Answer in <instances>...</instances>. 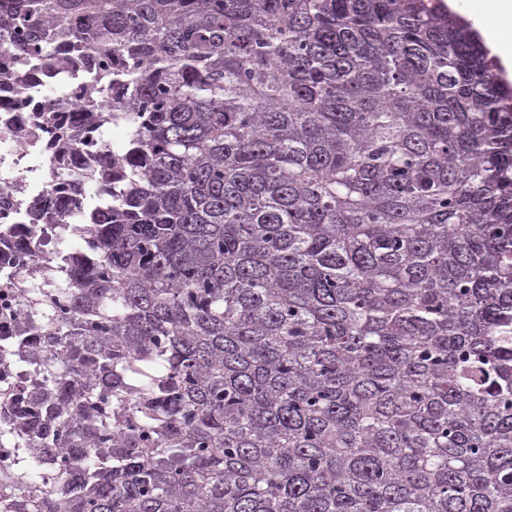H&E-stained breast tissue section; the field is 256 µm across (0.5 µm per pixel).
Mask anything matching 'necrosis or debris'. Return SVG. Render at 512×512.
Instances as JSON below:
<instances>
[{
	"label": "necrosis or debris",
	"instance_id": "necrosis-or-debris-1",
	"mask_svg": "<svg viewBox=\"0 0 512 512\" xmlns=\"http://www.w3.org/2000/svg\"><path fill=\"white\" fill-rule=\"evenodd\" d=\"M0 32V275L37 260L36 251L16 246L20 236L41 240L48 228L33 223L31 204L46 201L63 224L78 223L80 209L97 199L96 184L76 180L63 159L72 139L85 148L79 165L89 167L104 156L120 154L109 130L92 112L111 111L94 97V78L101 60L94 50L58 49V62L22 65ZM24 73V84L14 80ZM26 300L14 288L0 290V346L14 343L25 322Z\"/></svg>",
	"mask_w": 512,
	"mask_h": 512
}]
</instances>
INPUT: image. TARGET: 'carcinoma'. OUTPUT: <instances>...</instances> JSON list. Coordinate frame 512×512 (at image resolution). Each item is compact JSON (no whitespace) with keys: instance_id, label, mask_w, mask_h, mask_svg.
Segmentation results:
<instances>
[{"instance_id":"1","label":"carcinoma","mask_w":512,"mask_h":512,"mask_svg":"<svg viewBox=\"0 0 512 512\" xmlns=\"http://www.w3.org/2000/svg\"><path fill=\"white\" fill-rule=\"evenodd\" d=\"M124 152L0 353V512H512V85L440 0H0ZM41 287L31 290L30 279ZM60 481L43 488L50 465Z\"/></svg>"}]
</instances>
